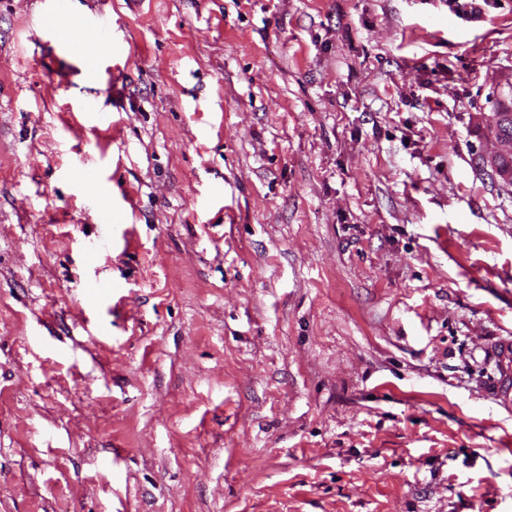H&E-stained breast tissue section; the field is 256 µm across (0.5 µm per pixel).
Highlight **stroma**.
I'll use <instances>...</instances> for the list:
<instances>
[{
    "instance_id": "35a3bbf8",
    "label": "stroma",
    "mask_w": 512,
    "mask_h": 512,
    "mask_svg": "<svg viewBox=\"0 0 512 512\" xmlns=\"http://www.w3.org/2000/svg\"><path fill=\"white\" fill-rule=\"evenodd\" d=\"M483 12L0 0V512H512V187L479 162L512 0ZM72 25L77 32H82L88 27H96L107 38L109 46L108 51L112 55L113 35L111 30V21L102 10H92L91 13L74 17ZM496 362V392L505 406H512V339L499 341L493 351Z\"/></svg>"
}]
</instances>
